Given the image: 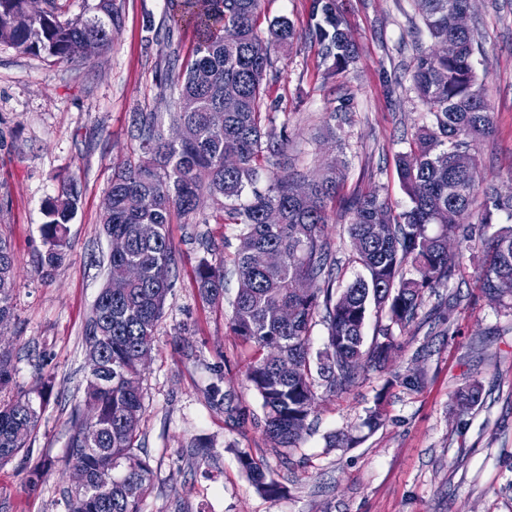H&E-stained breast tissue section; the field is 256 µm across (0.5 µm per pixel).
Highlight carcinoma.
Wrapping results in <instances>:
<instances>
[{
    "instance_id": "1",
    "label": "carcinoma",
    "mask_w": 512,
    "mask_h": 512,
    "mask_svg": "<svg viewBox=\"0 0 512 512\" xmlns=\"http://www.w3.org/2000/svg\"><path fill=\"white\" fill-rule=\"evenodd\" d=\"M0 0V44L45 54L58 61L84 59L112 48L117 0H84V11L65 17L59 0ZM173 16L193 23L198 38L190 58L168 75L178 92L170 124H185L192 134L179 141L167 137L163 117L136 112L132 126L142 158L112 177L107 195L112 205L102 211L108 237L124 242L112 254L108 279L136 280L119 294L101 290L86 330L87 347L98 349L100 368L89 371L85 406L93 414H75L67 442L68 461L88 474L87 484L67 490V512H141L151 488L147 459L137 454L145 411L141 376L154 345L173 272L180 260L168 231L171 212L196 213L208 194L238 202L239 248L235 258L238 291L229 329L255 346L260 357L246 373L262 400L264 432L274 448H295L308 428L317 389L326 393L352 387L362 373L385 370L398 349L393 329L411 332L420 319L425 292L448 287L459 257L448 240L468 238L467 223L478 224V247L484 263L478 271L487 295L512 281V195L501 194L481 175L478 145L493 132V113L478 82L473 58L480 50L473 29L457 26V15L471 0H414L431 39L452 42V55L422 54L411 73L413 89L431 121L422 125L410 150L399 155L397 173L409 206L394 208L378 189L353 194L347 201L343 229L361 272L341 285L326 230L329 203L346 180V170L332 161L317 175L297 174L288 165L286 126L266 124L260 109L263 81L273 68L272 45H290L292 22L283 17L267 31L257 26L261 0H169ZM311 35L331 77L355 63L357 50L347 31L338 0H313ZM204 69L209 81L195 74ZM237 96L238 107L222 112L224 95ZM273 158L283 169L271 183L258 187L259 161ZM80 199L78 184H63L46 207L45 250L38 258L44 277L66 258L67 225ZM453 207L457 224H441L440 211ZM280 214L278 224L265 214ZM145 224L153 235L141 233ZM275 251L278 263L264 266L256 255ZM306 284L308 293L296 288ZM195 284L206 302L224 295V266L199 257ZM15 257L0 235V318L14 317ZM386 317L370 342L364 329L370 311ZM326 329L324 349L313 355L309 337L315 322ZM13 383L10 357L0 351V391ZM50 382L35 395H19L0 403V462L29 447L45 411ZM481 400L477 383L456 395L467 412ZM253 486L269 497L280 487L248 454L240 456Z\"/></svg>"
}]
</instances>
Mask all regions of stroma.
Wrapping results in <instances>:
<instances>
[{
    "label": "stroma",
    "instance_id": "stroma-1",
    "mask_svg": "<svg viewBox=\"0 0 512 512\" xmlns=\"http://www.w3.org/2000/svg\"><path fill=\"white\" fill-rule=\"evenodd\" d=\"M341 2L359 57L327 79L310 34L312 0H262L260 25L288 18L298 39L272 47L260 108L286 125L297 170L311 174L337 160L347 169L342 197L378 188L402 210L409 200L396 159L429 120L410 74L417 52L435 45L412 0ZM470 24L495 126L478 147L480 167L512 193V0H472ZM196 39L192 26L173 21L166 0H122L111 49L92 59L58 62L0 44V234L16 259L15 318L0 347L12 353L15 394L37 389L41 375L54 378L29 455L0 464V512H67L66 443L89 373L85 326L107 281L103 199L118 166L140 156L132 113L173 111L164 76ZM69 178L81 187L69 255L46 279L37 269L44 206ZM169 234L182 261L141 379L139 446L153 471L142 512H512V310L482 292L480 248L450 242L459 267L447 287L425 294L419 324L399 338L388 374L418 369L424 386L389 388L387 374L365 372L347 391L319 394L299 447L286 450L272 448L255 423L262 401L246 381L254 349L229 330L238 224L207 198L190 217L172 214ZM209 244L225 271L216 304L195 288ZM472 380L482 401L458 413L454 397ZM214 384L245 423L212 404ZM378 402L387 419L371 431L362 421ZM343 431L358 444L328 447ZM243 452L266 466L281 496L256 491ZM45 459L53 471L29 484L28 470Z\"/></svg>",
    "mask_w": 512,
    "mask_h": 512
}]
</instances>
